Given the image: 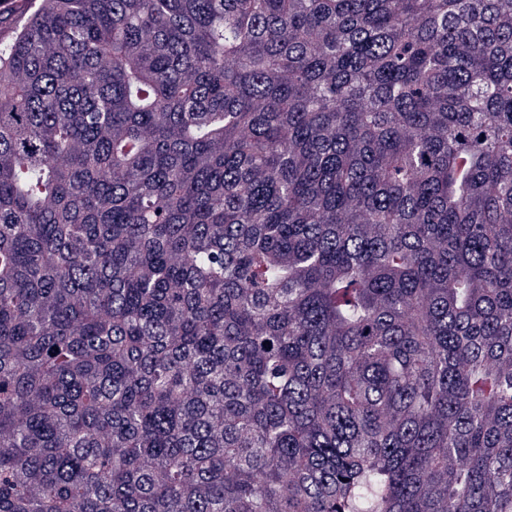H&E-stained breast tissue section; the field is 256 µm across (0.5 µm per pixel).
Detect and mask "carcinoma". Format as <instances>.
<instances>
[{
  "label": "carcinoma",
  "instance_id": "1",
  "mask_svg": "<svg viewBox=\"0 0 512 512\" xmlns=\"http://www.w3.org/2000/svg\"><path fill=\"white\" fill-rule=\"evenodd\" d=\"M0 512H512V0H39Z\"/></svg>",
  "mask_w": 512,
  "mask_h": 512
}]
</instances>
